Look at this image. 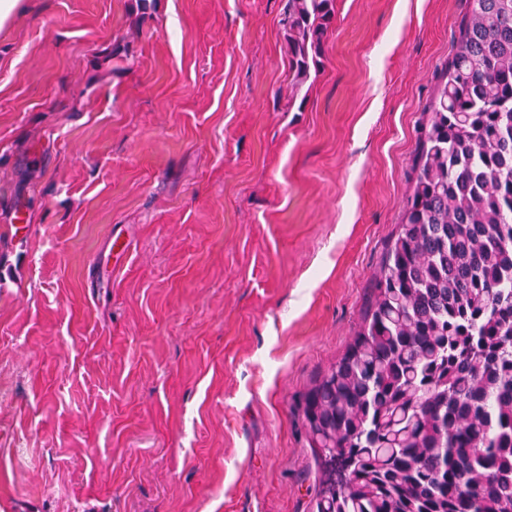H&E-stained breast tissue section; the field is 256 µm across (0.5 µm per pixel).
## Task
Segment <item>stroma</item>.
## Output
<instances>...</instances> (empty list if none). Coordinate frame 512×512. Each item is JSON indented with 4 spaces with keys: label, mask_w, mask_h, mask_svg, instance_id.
Masks as SVG:
<instances>
[{
    "label": "stroma",
    "mask_w": 512,
    "mask_h": 512,
    "mask_svg": "<svg viewBox=\"0 0 512 512\" xmlns=\"http://www.w3.org/2000/svg\"><path fill=\"white\" fill-rule=\"evenodd\" d=\"M22 0L0 27V512H315L466 0ZM128 241V255L111 248ZM335 0H288L283 19L288 40V66L298 80H307L320 57L334 18Z\"/></svg>",
    "instance_id": "1"
}]
</instances>
